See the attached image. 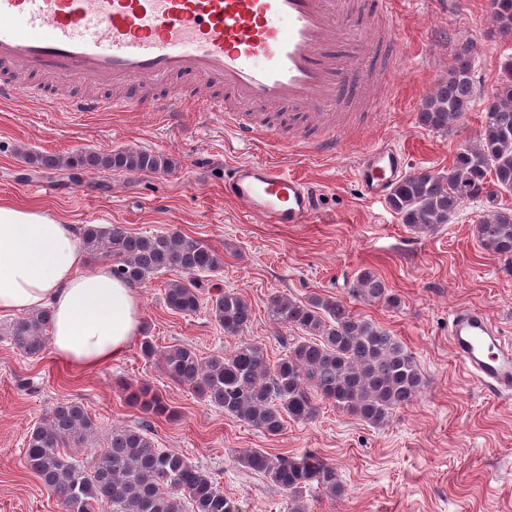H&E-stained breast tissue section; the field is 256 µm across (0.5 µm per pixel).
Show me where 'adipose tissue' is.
<instances>
[{
	"label": "adipose tissue",
	"mask_w": 512,
	"mask_h": 512,
	"mask_svg": "<svg viewBox=\"0 0 512 512\" xmlns=\"http://www.w3.org/2000/svg\"><path fill=\"white\" fill-rule=\"evenodd\" d=\"M41 308L52 313L53 353L76 369L112 360L141 328L137 289L92 265L72 225L0 199V313Z\"/></svg>",
	"instance_id": "ef3b65f1"
}]
</instances>
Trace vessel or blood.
<instances>
[{
    "label": "vessel or blood",
    "mask_w": 512,
    "mask_h": 512,
    "mask_svg": "<svg viewBox=\"0 0 512 512\" xmlns=\"http://www.w3.org/2000/svg\"><path fill=\"white\" fill-rule=\"evenodd\" d=\"M350 0H0V102L21 87L15 74L47 76L43 98L56 112H176L202 102L239 140L271 134L252 112L298 111L326 137L320 156L341 152L339 105L356 65L387 33L353 32ZM344 45L339 55L336 45ZM188 79L208 88L198 96ZM155 87L149 99L112 97L113 85ZM73 83L100 87L76 96ZM404 154L386 143L363 151L357 181L369 198L387 197L401 178ZM224 195L265 224H308L317 212L313 183L268 161L233 166ZM453 353L489 390L512 395V341L481 311L456 309L448 321Z\"/></svg>",
    "instance_id": "vessel-or-blood-1"
}]
</instances>
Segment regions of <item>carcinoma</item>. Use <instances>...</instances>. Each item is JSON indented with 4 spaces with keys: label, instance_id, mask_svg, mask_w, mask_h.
Wrapping results in <instances>:
<instances>
[{
    "label": "carcinoma",
    "instance_id": "obj_1",
    "mask_svg": "<svg viewBox=\"0 0 512 512\" xmlns=\"http://www.w3.org/2000/svg\"><path fill=\"white\" fill-rule=\"evenodd\" d=\"M492 20L512 32V0H492ZM477 96L471 52L457 49L448 77L421 103L419 119L427 129L447 134L459 127ZM479 135L454 154L446 172L421 170L400 179L387 198L401 223L418 231H434L448 223L469 200L481 198L488 184L512 193V76L497 83ZM33 168L97 169L167 172L171 158L149 151L79 150L59 157L25 154ZM481 246L512 256V209L489 207L476 221ZM82 246L93 258L112 260V272L131 285H144L171 269L196 275L224 265L221 254L198 239L179 232L133 235L121 224L84 228ZM348 294L358 301L394 306L398 298L375 272L362 270ZM163 302L175 314H195L203 307L193 279L177 280L164 290ZM208 312L224 335H243L251 323L249 304L236 292L225 291L208 301ZM270 318L303 335L272 363L263 348L242 342L227 355L202 361L189 346L157 347L145 335L141 356L161 361L170 380L192 387L224 414L245 421L269 436H278L286 420L313 419L322 401L352 413L370 424H381L409 405L424 386L412 353L372 321L354 314L342 299L314 295L297 301L275 295L268 301ZM51 317L43 310L12 321L5 329L16 348L36 359L45 349ZM130 404L149 418L171 419L175 411L163 394L147 384L127 387ZM97 423L74 401L55 405L37 424L26 442L23 463L63 505L65 512H233L217 480L178 453L162 450L142 429H112L91 462L75 452L88 449ZM245 474L259 477L288 494L291 512H304L301 501L314 487L331 497L344 488L336 467L313 451L301 456L272 455L251 448L238 457Z\"/></svg>",
    "mask_w": 512,
    "mask_h": 512
}]
</instances>
